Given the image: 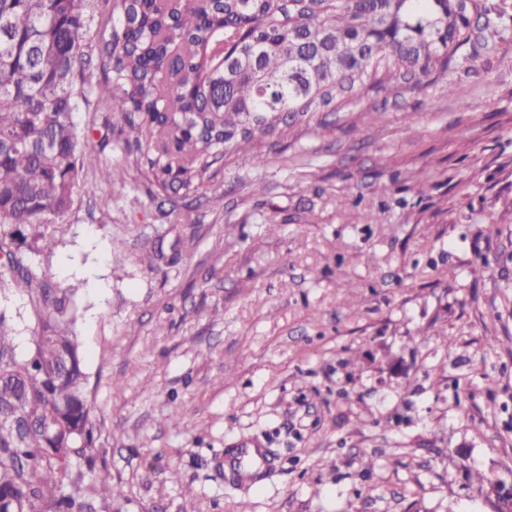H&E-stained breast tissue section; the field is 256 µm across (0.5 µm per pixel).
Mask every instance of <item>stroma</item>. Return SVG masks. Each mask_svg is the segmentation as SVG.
I'll return each instance as SVG.
<instances>
[{
	"instance_id": "obj_1",
	"label": "stroma",
	"mask_w": 512,
	"mask_h": 512,
	"mask_svg": "<svg viewBox=\"0 0 512 512\" xmlns=\"http://www.w3.org/2000/svg\"><path fill=\"white\" fill-rule=\"evenodd\" d=\"M459 54L368 80L268 165L226 154L218 205L165 217L135 167L83 168L95 195L26 260L75 316L111 512H496L467 474L512 482V32ZM107 116L82 102V151L111 157ZM0 307L28 358L29 296ZM240 440L273 463L245 485Z\"/></svg>"
}]
</instances>
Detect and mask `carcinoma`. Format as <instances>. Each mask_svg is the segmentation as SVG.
<instances>
[{
    "instance_id": "1",
    "label": "carcinoma",
    "mask_w": 512,
    "mask_h": 512,
    "mask_svg": "<svg viewBox=\"0 0 512 512\" xmlns=\"http://www.w3.org/2000/svg\"><path fill=\"white\" fill-rule=\"evenodd\" d=\"M98 98L119 116L127 164L148 192L185 200L211 188L228 150H252L367 77L444 74L480 31L512 30L492 0H105ZM86 0H0V291L31 297L41 329L29 359L0 310V512H106L87 378L73 315L18 257L49 251L43 229L69 211L78 171L74 116L93 86Z\"/></svg>"
}]
</instances>
